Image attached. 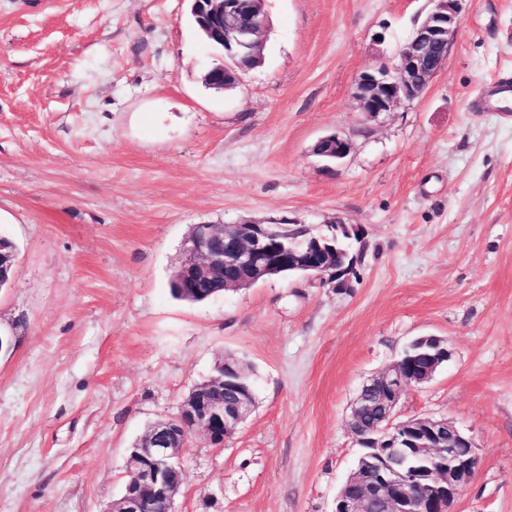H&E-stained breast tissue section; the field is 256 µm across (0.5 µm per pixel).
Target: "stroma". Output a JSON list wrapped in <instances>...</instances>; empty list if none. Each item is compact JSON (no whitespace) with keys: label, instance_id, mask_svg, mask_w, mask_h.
Listing matches in <instances>:
<instances>
[{"label":"stroma","instance_id":"stroma-1","mask_svg":"<svg viewBox=\"0 0 512 512\" xmlns=\"http://www.w3.org/2000/svg\"><path fill=\"white\" fill-rule=\"evenodd\" d=\"M431 0H266L261 66L231 90L189 0H0V512H107L124 455L222 355L256 406L193 438L178 512H333L363 382L420 336L450 360L401 417L445 415L478 468L454 512H512V0H462L444 68L367 119L354 80ZM336 133L341 164L312 148ZM358 230L346 287L271 278L202 303L169 288L194 224Z\"/></svg>","mask_w":512,"mask_h":512}]
</instances>
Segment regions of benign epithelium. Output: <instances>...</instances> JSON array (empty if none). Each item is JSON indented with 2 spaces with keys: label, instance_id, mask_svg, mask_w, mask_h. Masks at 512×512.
I'll return each mask as SVG.
<instances>
[{
  "label": "benign epithelium",
  "instance_id": "obj_1",
  "mask_svg": "<svg viewBox=\"0 0 512 512\" xmlns=\"http://www.w3.org/2000/svg\"><path fill=\"white\" fill-rule=\"evenodd\" d=\"M190 12L205 40L220 48L228 61L204 75L214 89L233 87L241 75L263 61L262 48L270 29L265 0H190ZM434 7L398 50L396 61L363 72L354 80V99L369 118L394 110L403 101L422 96L445 66L448 50L457 31L460 0H432ZM323 156L339 163L350 152L344 137L333 133L318 139ZM294 220L281 217L237 224H194L184 241L188 259L180 265L178 281L203 282L226 268L242 272L229 281L228 290L248 288L267 274L286 275L306 271L310 279H327L344 285L353 266L336 264V229L331 234L292 237L289 244L278 241L273 228L293 230ZM15 246L0 238V270L15 278ZM429 350L431 362L421 370L404 367L396 360L384 372L361 386L351 404L349 429L362 446L372 431L377 448L359 457L336 497L335 512H452L453 503L471 482L478 456L470 435L446 417L421 415L400 418L397 405L404 390L432 379L448 361L447 341L422 336L403 349ZM231 365L219 360L214 373L196 384L182 400L178 413L152 423L128 449L122 494L112 501L109 512H176L175 500L184 481L183 453L194 436L200 435L215 447L228 439L254 411V394L249 392L228 403L224 400V375ZM376 414L371 429L362 426L368 413ZM418 436L416 450L423 454H448L440 471L426 482L399 464L384 467L376 458L388 455L396 461L404 451L406 435Z\"/></svg>",
  "mask_w": 512,
  "mask_h": 512
}]
</instances>
